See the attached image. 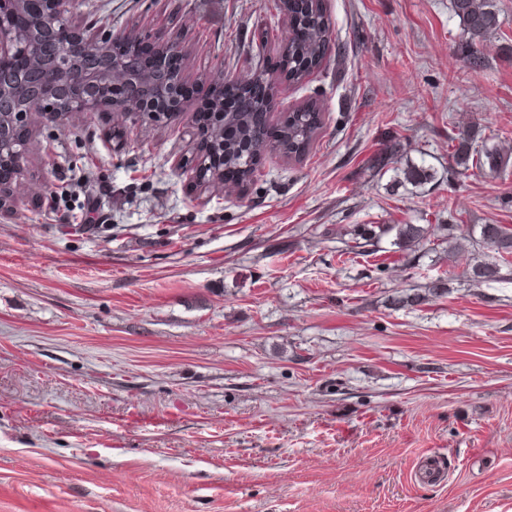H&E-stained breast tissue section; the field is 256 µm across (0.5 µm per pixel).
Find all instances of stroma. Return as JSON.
<instances>
[{
	"label": "stroma",
	"instance_id": "1",
	"mask_svg": "<svg viewBox=\"0 0 512 512\" xmlns=\"http://www.w3.org/2000/svg\"><path fill=\"white\" fill-rule=\"evenodd\" d=\"M323 3L328 54L269 115L321 126L244 193L176 169L193 108L33 113L0 209V512H512V282L468 281L466 245L337 233L512 226V0L476 70L452 0ZM278 5L67 0L90 35L180 40L204 86L274 68ZM464 130L503 173L449 176ZM445 225V226H442ZM351 224L344 227V236H350L354 248H365L378 244L384 236L394 232V245L401 251H415L431 235L438 231L448 232V244L458 239L454 232L458 224ZM447 227V228H446Z\"/></svg>",
	"mask_w": 512,
	"mask_h": 512
}]
</instances>
